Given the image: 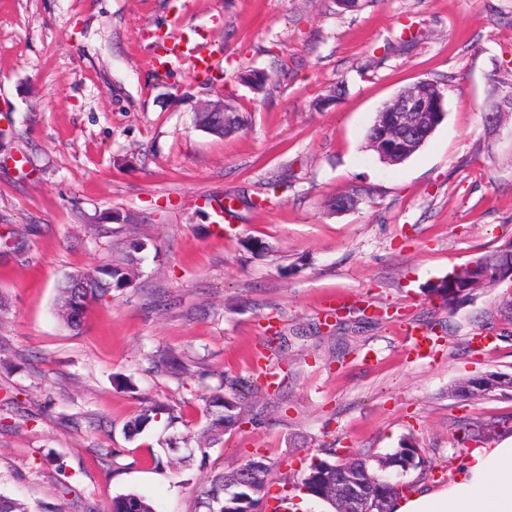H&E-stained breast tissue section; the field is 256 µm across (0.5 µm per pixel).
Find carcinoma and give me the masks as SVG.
<instances>
[{"label":"carcinoma","mask_w":512,"mask_h":512,"mask_svg":"<svg viewBox=\"0 0 512 512\" xmlns=\"http://www.w3.org/2000/svg\"><path fill=\"white\" fill-rule=\"evenodd\" d=\"M369 147L376 145L389 148V153L400 158L409 149L396 144L389 113L378 111L368 131ZM146 246L137 241L124 255L91 271L69 274L58 288L57 309L63 325L71 330L80 327L83 315L94 302L104 299L112 290L128 288L134 279L135 253ZM473 269L459 275L456 269L448 271L438 284L429 288V293L448 309L454 310L471 301L477 291L493 288L499 284L496 272L512 264V250H493L471 260ZM153 367L159 373L180 376L188 370V364L172 350H158L153 355ZM223 385L233 391L226 396L216 393L202 397L206 405L209 422L202 431L184 443H195L193 451L205 458L208 449L219 443L224 433L236 428L242 420V402L246 395L254 394V386L241 378L224 379ZM167 415L168 423L178 420L177 409L161 405H146L125 425V434L133 439L140 435L151 422ZM463 439L490 443L503 434H512V414L498 418L488 424L475 425L467 420L459 423ZM253 462L249 458L238 466L224 470L208 478L197 489L195 512H259L260 505L269 493L271 468L249 470ZM427 457L425 449L411 442L402 444L393 452L377 459V465L364 455L342 458L338 461L326 458H311L301 479V490L311 498L325 502L334 512H357V503L349 502L334 492L336 482L343 480L355 483L377 501L379 512H390L394 497L412 488L394 478L396 474H407L412 470L424 469ZM0 512H35L30 505L18 499L0 494ZM106 512H154L145 497L136 493L120 494L112 498Z\"/></svg>","instance_id":"obj_1"}]
</instances>
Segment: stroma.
<instances>
[{
	"mask_svg": "<svg viewBox=\"0 0 512 512\" xmlns=\"http://www.w3.org/2000/svg\"><path fill=\"white\" fill-rule=\"evenodd\" d=\"M207 37L197 77L152 64L157 36ZM268 74L262 93L243 81ZM512 80V0H0V494L48 512H105L137 493L193 512L195 490L247 456L292 489L311 457L379 458L409 441L445 484L464 453L458 422L512 413V392L450 389L512 373V285L448 310L428 288L512 244V118L485 127L491 77ZM420 80L446 115L396 166L366 146L376 112ZM330 105H322L324 97ZM245 117L219 137L195 127L206 101ZM354 193L349 210L332 208ZM231 198L220 226L210 199ZM130 224H100L109 212ZM141 239L132 287L93 303L79 330L57 285ZM262 241L264 250L253 249ZM432 336L429 357L400 331ZM287 346H269L272 330ZM170 348L194 371L153 372ZM257 378L248 424L174 474L163 449L206 424L220 375ZM133 381L135 391L117 385ZM180 420L124 427L147 402Z\"/></svg>",
	"mask_w": 512,
	"mask_h": 512,
	"instance_id": "obj_1",
	"label": "stroma"
}]
</instances>
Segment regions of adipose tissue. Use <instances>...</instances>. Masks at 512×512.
<instances>
[{
    "mask_svg": "<svg viewBox=\"0 0 512 512\" xmlns=\"http://www.w3.org/2000/svg\"><path fill=\"white\" fill-rule=\"evenodd\" d=\"M391 512H512V435L470 448L453 481L420 485Z\"/></svg>",
    "mask_w": 512,
    "mask_h": 512,
    "instance_id": "obj_1",
    "label": "adipose tissue"
}]
</instances>
